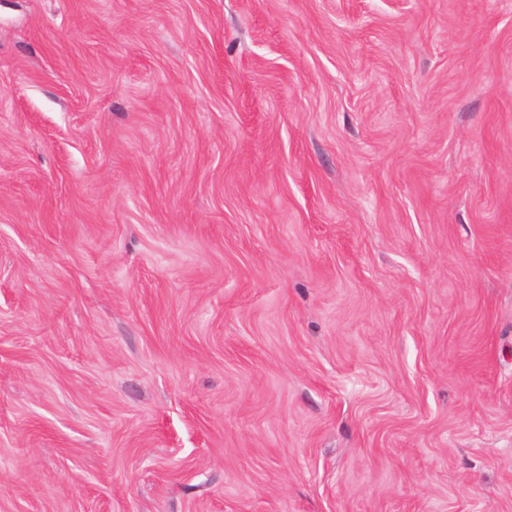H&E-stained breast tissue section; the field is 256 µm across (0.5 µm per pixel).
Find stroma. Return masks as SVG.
Here are the masks:
<instances>
[{
  "label": "stroma",
  "mask_w": 512,
  "mask_h": 512,
  "mask_svg": "<svg viewBox=\"0 0 512 512\" xmlns=\"http://www.w3.org/2000/svg\"><path fill=\"white\" fill-rule=\"evenodd\" d=\"M0 512H512V0H0Z\"/></svg>",
  "instance_id": "35a3bbf8"
}]
</instances>
